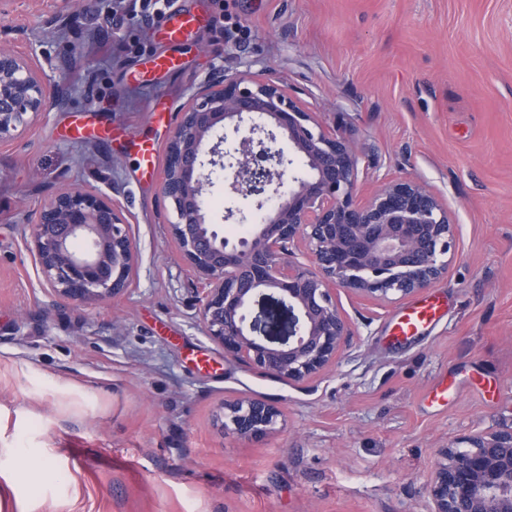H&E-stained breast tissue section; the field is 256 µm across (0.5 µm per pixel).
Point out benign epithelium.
Listing matches in <instances>:
<instances>
[{"label":"benign epithelium","instance_id":"obj_1","mask_svg":"<svg viewBox=\"0 0 512 512\" xmlns=\"http://www.w3.org/2000/svg\"><path fill=\"white\" fill-rule=\"evenodd\" d=\"M66 105L61 84L29 55L0 49V142L20 137L47 107ZM160 182L171 234L200 284L207 335L224 356L287 381L336 364L353 331L333 287L379 302L404 298L448 274L457 226L430 188L399 178L356 199L362 148L328 130L281 82L216 72L180 109ZM232 128L233 141L219 128ZM300 160L303 168L294 167ZM221 171L230 193L255 200L259 219L238 239L209 218L208 187ZM112 200L66 188L35 212L32 251L54 293L75 306L126 289L135 246ZM303 241L311 264L288 260ZM278 409L256 399L224 404L223 432L256 439ZM440 449L428 484L432 512H512V429Z\"/></svg>","mask_w":512,"mask_h":512}]
</instances>
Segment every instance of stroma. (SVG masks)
<instances>
[{"instance_id": "35a3bbf8", "label": "stroma", "mask_w": 512, "mask_h": 512, "mask_svg": "<svg viewBox=\"0 0 512 512\" xmlns=\"http://www.w3.org/2000/svg\"><path fill=\"white\" fill-rule=\"evenodd\" d=\"M147 2L0 0V47L68 93L0 145V512H431L439 449L512 428V0H173L208 19L178 44ZM166 56L176 70L155 67ZM217 69L278 78L363 145L358 201L407 177L447 204L459 237L432 331L391 344L401 303L339 287L354 336L321 376L225 359L158 178L119 142L67 133L80 119L149 139L164 165ZM72 186L112 199L136 248L125 292L84 306L54 295L30 248L35 211ZM241 398L280 409L274 433L221 431ZM43 461L54 473L33 482Z\"/></svg>"}]
</instances>
